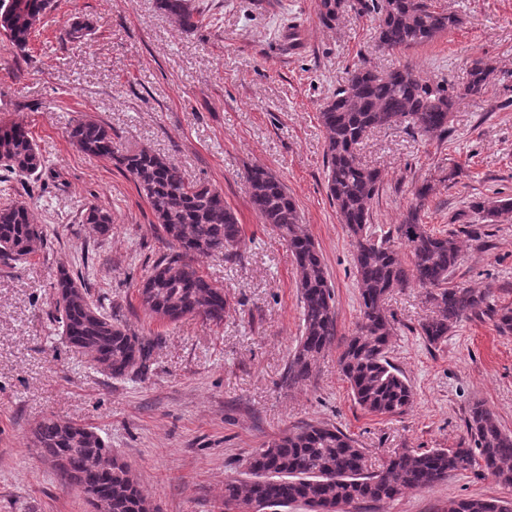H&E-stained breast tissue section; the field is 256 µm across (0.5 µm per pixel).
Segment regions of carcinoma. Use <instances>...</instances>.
Returning a JSON list of instances; mask_svg holds the SVG:
<instances>
[{
    "label": "carcinoma",
    "instance_id": "cac0c4a2",
    "mask_svg": "<svg viewBox=\"0 0 512 512\" xmlns=\"http://www.w3.org/2000/svg\"><path fill=\"white\" fill-rule=\"evenodd\" d=\"M158 8L187 33L202 25L201 12L190 0H156ZM363 9L379 14L377 41L391 51L429 42L463 23L456 13L440 10L431 0H358ZM55 8L54 0H0V33L20 52H26L32 34ZM320 21L336 24V0H317ZM90 26L77 21L64 39L82 42ZM490 70L473 62L464 92L479 95ZM458 92L445 82L420 77L409 66L379 73L354 69L344 85L323 104L319 117L326 131V188L355 244V267L360 298V320L344 342L338 365L355 402L381 416H400L411 407V386L388 358L393 317L385 301L394 289L415 284L441 288L431 294L435 315L420 324V334L438 343L461 321L482 314L489 292L471 288H444L442 284L460 260L455 234L425 228L420 214L433 188L422 184L415 202L397 225V239L410 248L403 262L390 240L370 230V206L379 192L378 170L360 163L357 147L372 129L406 123L423 135L448 133ZM81 152L105 157L135 183L157 221L162 255L139 289L150 316L176 321L186 316L220 324L228 305L224 289L203 276L192 262L195 256L233 254L241 243V225L224 204V195L204 180L190 178L172 159L141 150L116 151L112 128L93 118L78 121L68 132ZM0 167L33 176L42 160L22 125L0 126ZM251 204L263 223L288 242L297 272L302 308V330L288 362V384L313 377L316 363L337 335L335 297L322 255L301 224L297 204L281 180L264 168L246 173ZM474 209L485 222L512 219V197L478 201ZM83 222L102 236L112 232V215L96 206L86 209ZM44 246L41 225L30 207L15 202L0 207V260L23 261ZM54 315L66 342L96 369L113 378L145 376L150 370L155 340L139 336L112 318L100 299L91 297L65 267L55 282ZM468 446L434 448L426 452H393L377 470H369L358 441L329 424L296 427L248 458L250 480L224 482V512H279L302 503L309 512H338L336 506L391 500L406 490H425L467 469L472 461L512 486V433L501 429L494 413L482 404L470 409L466 420ZM40 455L58 466L62 478L93 494L105 512H154L138 488L130 466L112 456L103 437L93 428L50 417L33 430ZM446 512H512V502L480 497L448 501Z\"/></svg>",
    "mask_w": 512,
    "mask_h": 512
}]
</instances>
